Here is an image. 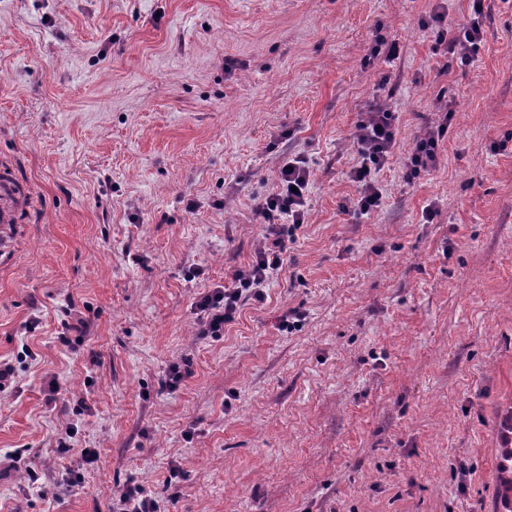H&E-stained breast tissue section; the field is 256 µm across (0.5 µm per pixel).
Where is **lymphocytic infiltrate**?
<instances>
[{"instance_id":"lymphocytic-infiltrate-1","label":"lymphocytic infiltrate","mask_w":512,"mask_h":512,"mask_svg":"<svg viewBox=\"0 0 512 512\" xmlns=\"http://www.w3.org/2000/svg\"><path fill=\"white\" fill-rule=\"evenodd\" d=\"M484 20L483 0H473L470 16L462 23L452 20L440 2L424 25L432 30L444 54L468 65L479 55ZM453 117L452 110H443L438 124L426 126L416 139L403 162L406 183H414L436 168ZM396 136V116L389 107L373 105L362 112L354 135L356 162L350 171L352 181L358 185V195L349 201L347 211L366 215L381 206L383 190L378 174L391 157ZM311 182L307 158L299 153L288 156L279 168L274 190L253 210L254 221L263 231L261 247L247 265L231 272L229 284L197 298L196 306L205 315L201 335H223L225 325L234 320L245 301L264 300L270 279L283 268L287 231L297 230L306 222Z\"/></svg>"}]
</instances>
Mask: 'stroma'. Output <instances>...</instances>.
<instances>
[{
    "label": "stroma",
    "instance_id": "obj_1",
    "mask_svg": "<svg viewBox=\"0 0 512 512\" xmlns=\"http://www.w3.org/2000/svg\"><path fill=\"white\" fill-rule=\"evenodd\" d=\"M435 5L0 0V173L24 200L0 246V362L16 369L0 458L42 473L0 471V512H112L131 481L160 512H495L512 0H484L471 65L435 54L420 25ZM379 31L401 48L384 73L363 64ZM441 99L455 118L438 166L407 185ZM376 103L398 136L382 205L359 216L341 205ZM294 153L312 186L282 271L222 337L199 335L196 297L250 261L252 211ZM174 362L190 374L171 393ZM71 423L75 491L54 467Z\"/></svg>",
    "mask_w": 512,
    "mask_h": 512
}]
</instances>
